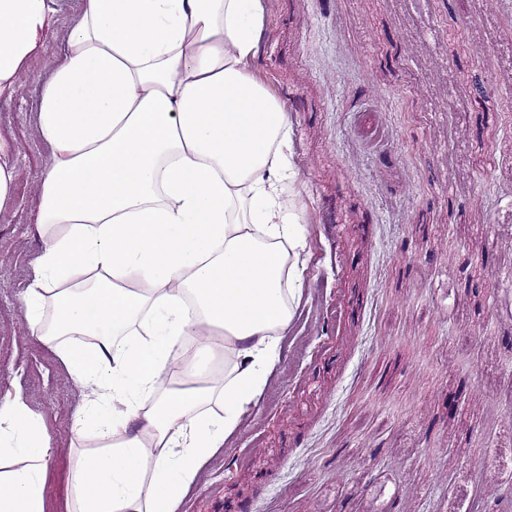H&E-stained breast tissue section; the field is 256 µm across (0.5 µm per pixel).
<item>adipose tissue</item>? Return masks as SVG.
I'll list each match as a JSON object with an SVG mask.
<instances>
[{
    "instance_id": "obj_1",
    "label": "adipose tissue",
    "mask_w": 512,
    "mask_h": 512,
    "mask_svg": "<svg viewBox=\"0 0 512 512\" xmlns=\"http://www.w3.org/2000/svg\"><path fill=\"white\" fill-rule=\"evenodd\" d=\"M56 0H0V96L47 54ZM263 0H80L39 85L46 244L34 336L90 385L69 512H175L266 385L300 303L304 228L283 197L288 109L256 79ZM223 378L175 386L182 340ZM219 412H211L210 404ZM43 419L0 402V512H46Z\"/></svg>"
}]
</instances>
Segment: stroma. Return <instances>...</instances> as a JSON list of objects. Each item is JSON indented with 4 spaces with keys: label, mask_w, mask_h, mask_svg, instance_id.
<instances>
[{
    "label": "stroma",
    "mask_w": 512,
    "mask_h": 512,
    "mask_svg": "<svg viewBox=\"0 0 512 512\" xmlns=\"http://www.w3.org/2000/svg\"><path fill=\"white\" fill-rule=\"evenodd\" d=\"M253 72L288 107L303 297L250 415L177 512H512V0H264ZM36 59L0 132V400L52 437L65 512L90 388L22 303L45 245ZM19 145L14 138L0 134V210L14 198L18 172L15 158Z\"/></svg>",
    "instance_id": "stroma-1"
}]
</instances>
